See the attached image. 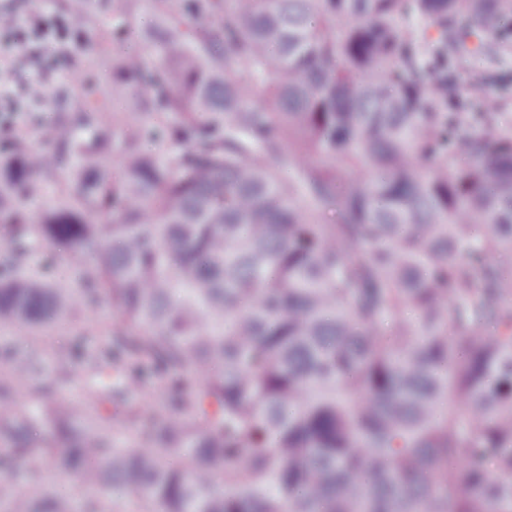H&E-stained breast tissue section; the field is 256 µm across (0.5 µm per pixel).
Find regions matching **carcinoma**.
Instances as JSON below:
<instances>
[{
    "label": "carcinoma",
    "instance_id": "carcinoma-1",
    "mask_svg": "<svg viewBox=\"0 0 512 512\" xmlns=\"http://www.w3.org/2000/svg\"><path fill=\"white\" fill-rule=\"evenodd\" d=\"M102 2L133 47L57 0L102 81L0 146V323L113 319L94 404L0 348V512H512V128L459 99L512 0Z\"/></svg>",
    "mask_w": 512,
    "mask_h": 512
}]
</instances>
